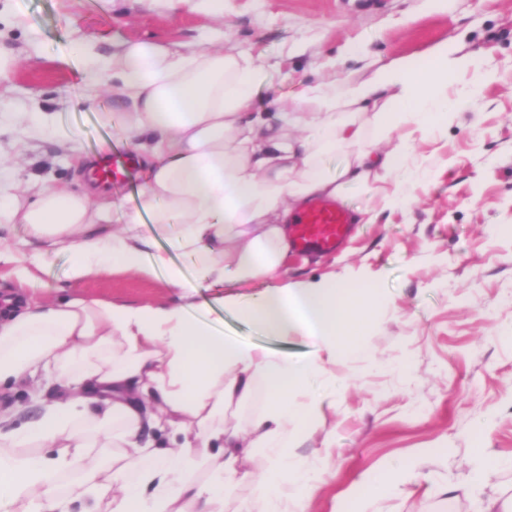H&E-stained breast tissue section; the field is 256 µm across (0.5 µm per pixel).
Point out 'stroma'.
<instances>
[{
	"label": "stroma",
	"mask_w": 512,
	"mask_h": 512,
	"mask_svg": "<svg viewBox=\"0 0 512 512\" xmlns=\"http://www.w3.org/2000/svg\"><path fill=\"white\" fill-rule=\"evenodd\" d=\"M222 15L207 5L172 9L168 0H0V48L15 65L0 77V159L23 153L22 180H76L89 170L76 158L113 146L131 186L113 184L125 207L140 201L144 168L126 151L120 125L107 120L112 78L91 74L84 47L106 54L119 45L152 42L195 51L216 45L258 58L267 73L255 102L266 112L308 85L337 90L368 79L382 64L424 62L431 50L458 40L494 74L475 110L417 141L409 165L418 181L409 204L390 208L380 190L350 187L349 210L377 218L359 224L333 254L290 252L284 282L352 273L375 284L384 299L363 330V354L336 366L343 387L323 420L298 448L315 468L335 472L315 512H337L366 472L414 473L365 512H481L484 501L512 496V0H454L431 10L426 0H223ZM59 113L61 133L26 138L13 122L33 108ZM13 252L37 268L39 288L78 293L118 304L167 303L174 291L164 274L137 278L106 270L82 282L69 279L71 257H44L21 229L7 230ZM236 284L198 288L193 317L245 343L300 356L310 343L266 335L237 311L213 300ZM484 429L488 449L476 457L472 438ZM466 488L465 496L444 492Z\"/></svg>",
	"instance_id": "1"
}]
</instances>
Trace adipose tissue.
Returning <instances> with one entry per match:
<instances>
[{
  "label": "adipose tissue",
  "mask_w": 512,
  "mask_h": 512,
  "mask_svg": "<svg viewBox=\"0 0 512 512\" xmlns=\"http://www.w3.org/2000/svg\"><path fill=\"white\" fill-rule=\"evenodd\" d=\"M91 63L115 79L121 109L112 119L147 169L139 206L63 182H24L11 165L0 169V225H22L41 255L69 252L71 280L105 269L161 272L179 300L51 299L34 271L0 251L10 281L0 292V390L33 378L38 404L20 426L0 411V512H224L226 491L245 485L235 512H314L323 478L295 450L327 398L309 385L352 354L339 337L368 324L377 290L346 275L282 284L289 225L312 200L374 181L393 180L390 206L408 204L413 133L469 111L490 75L447 41L423 67L393 61L341 93L314 85L282 103L273 123L255 107L265 70L248 53L138 43ZM463 73L470 81L460 88ZM390 138L394 146L375 153ZM345 146L352 158L329 172L324 156ZM170 224L178 235L156 248ZM175 251L192 258L197 284L173 263ZM227 280L266 287L246 303L222 297L221 306L268 335L304 337L313 352L276 354L190 318L196 285ZM259 389L262 408L241 416ZM160 433L168 446L158 445ZM95 448L111 449L110 466L94 463ZM264 449L256 480L247 465Z\"/></svg>",
  "instance_id": "obj_1"
}]
</instances>
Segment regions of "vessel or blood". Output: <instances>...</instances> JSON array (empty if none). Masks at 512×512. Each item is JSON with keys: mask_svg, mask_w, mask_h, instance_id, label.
I'll return each instance as SVG.
<instances>
[{"mask_svg": "<svg viewBox=\"0 0 512 512\" xmlns=\"http://www.w3.org/2000/svg\"><path fill=\"white\" fill-rule=\"evenodd\" d=\"M352 233L349 211L335 201H320L300 212L292 222L294 249L301 253H333Z\"/></svg>", "mask_w": 512, "mask_h": 512, "instance_id": "obj_1", "label": "vessel or blood"}]
</instances>
